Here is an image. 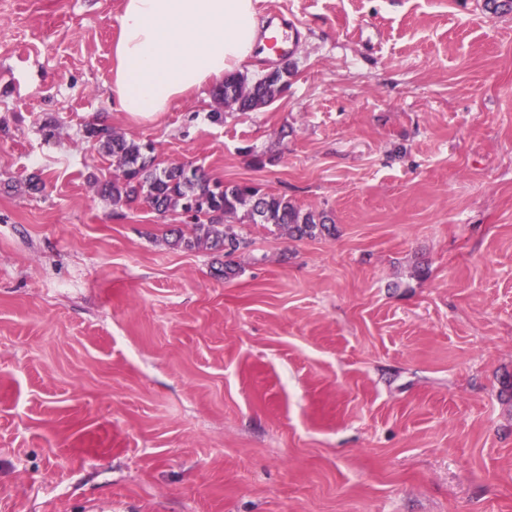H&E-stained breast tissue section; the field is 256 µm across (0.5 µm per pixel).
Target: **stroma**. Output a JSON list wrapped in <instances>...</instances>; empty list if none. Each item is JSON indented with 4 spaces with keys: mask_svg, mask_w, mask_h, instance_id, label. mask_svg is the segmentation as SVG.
I'll return each instance as SVG.
<instances>
[{
    "mask_svg": "<svg viewBox=\"0 0 512 512\" xmlns=\"http://www.w3.org/2000/svg\"><path fill=\"white\" fill-rule=\"evenodd\" d=\"M120 6L0 0V512H512V13L255 0L289 86L216 125L118 110ZM100 116L335 236L243 221L216 277L96 194ZM264 28V26L262 27ZM267 28L261 30V39L264 42L266 39ZM298 40V30L293 26L284 25L279 22L278 29H274L271 35L266 39V45L270 51L275 55H286L293 49Z\"/></svg>",
    "mask_w": 512,
    "mask_h": 512,
    "instance_id": "35a3bbf8",
    "label": "stroma"
}]
</instances>
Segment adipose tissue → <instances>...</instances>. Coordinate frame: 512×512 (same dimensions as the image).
I'll use <instances>...</instances> for the list:
<instances>
[{
	"instance_id": "obj_1",
	"label": "adipose tissue",
	"mask_w": 512,
	"mask_h": 512,
	"mask_svg": "<svg viewBox=\"0 0 512 512\" xmlns=\"http://www.w3.org/2000/svg\"><path fill=\"white\" fill-rule=\"evenodd\" d=\"M254 0H121L111 92L120 111L155 115L256 48Z\"/></svg>"
}]
</instances>
